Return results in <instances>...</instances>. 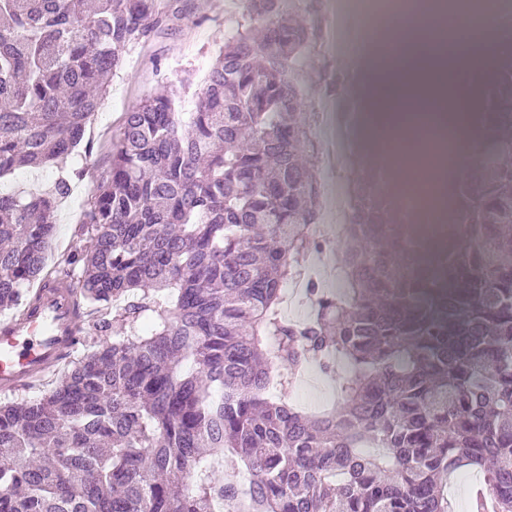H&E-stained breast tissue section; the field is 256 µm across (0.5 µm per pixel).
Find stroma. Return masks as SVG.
<instances>
[{
	"label": "stroma",
	"instance_id": "stroma-1",
	"mask_svg": "<svg viewBox=\"0 0 512 512\" xmlns=\"http://www.w3.org/2000/svg\"><path fill=\"white\" fill-rule=\"evenodd\" d=\"M270 23V18L248 13L244 0H195L190 16L170 18L167 26L152 34L145 44L132 47L126 54L125 66L110 75L109 93L85 134L93 145L92 157L78 151L61 157L49 168H20L0 179L1 192L42 191L51 188L55 178L82 170V177L72 181L68 198L58 208L49 267H56L90 236L84 213L96 187L110 175L109 145L127 109L149 98L158 82L165 79L177 92L178 111H194L201 85L200 69L209 67L216 52L238 29L260 30ZM300 69L305 105L318 101L332 106L356 91L353 65L343 56L327 54L322 39L312 41L300 61ZM335 386L333 373L319 368L313 387L294 388L289 400L312 414L336 401Z\"/></svg>",
	"mask_w": 512,
	"mask_h": 512
}]
</instances>
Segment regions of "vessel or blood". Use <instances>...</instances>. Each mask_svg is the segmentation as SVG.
Here are the masks:
<instances>
[{"label":"vessel or blood","instance_id":"b4317fda","mask_svg":"<svg viewBox=\"0 0 512 512\" xmlns=\"http://www.w3.org/2000/svg\"><path fill=\"white\" fill-rule=\"evenodd\" d=\"M71 289L44 288L21 317L0 319V394L47 381L71 353L81 328Z\"/></svg>","mask_w":512,"mask_h":512}]
</instances>
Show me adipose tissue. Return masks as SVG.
Segmentation results:
<instances>
[{
	"instance_id": "1",
	"label": "adipose tissue",
	"mask_w": 512,
	"mask_h": 512,
	"mask_svg": "<svg viewBox=\"0 0 512 512\" xmlns=\"http://www.w3.org/2000/svg\"><path fill=\"white\" fill-rule=\"evenodd\" d=\"M496 27L492 15L480 17L473 36L450 53L442 49L427 53L409 41L393 45L388 30L381 27L369 32L374 62L359 84L368 111L366 134L376 143L379 159L402 178H409L416 162L398 154L397 146L413 139L433 119L432 113L413 111V103L429 99L441 103L443 126L459 144L468 146L479 138L481 127L473 112L481 86L462 81L460 75L471 69L479 70L483 81L495 75L496 60L483 55V48L495 44L501 52L512 51V45L498 43Z\"/></svg>"
}]
</instances>
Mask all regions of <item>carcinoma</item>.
Masks as SVG:
<instances>
[{
    "instance_id": "cac0c4a2",
    "label": "carcinoma",
    "mask_w": 512,
    "mask_h": 512,
    "mask_svg": "<svg viewBox=\"0 0 512 512\" xmlns=\"http://www.w3.org/2000/svg\"><path fill=\"white\" fill-rule=\"evenodd\" d=\"M278 15L239 31L184 122L159 86L128 108L89 244L47 269L60 201L0 193V311L44 284L112 309L144 335L85 349L40 397L0 404V512H448L458 469L483 476L489 512H512V69L487 84L476 177L450 184L470 230L440 272L418 267L402 222L365 187L337 259L343 294L308 288L315 318L282 315L315 250L318 150L296 67L316 29ZM158 0H0V179L78 148L126 49L165 26ZM348 366L317 415L267 397L302 366ZM254 476L244 489L227 474ZM224 477H217V473Z\"/></svg>"
}]
</instances>
